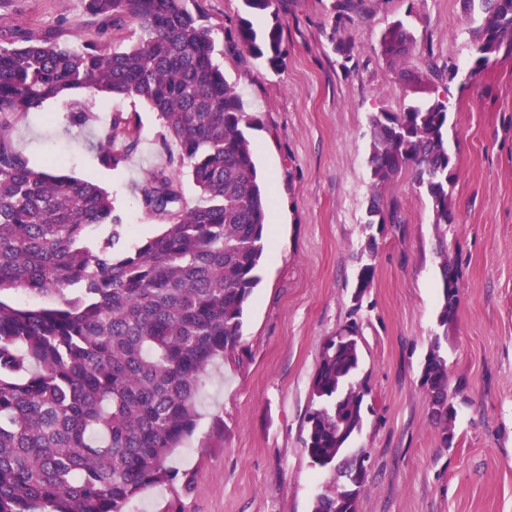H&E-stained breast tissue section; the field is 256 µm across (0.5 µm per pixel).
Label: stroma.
Returning a JSON list of instances; mask_svg holds the SVG:
<instances>
[{
	"label": "stroma",
	"mask_w": 512,
	"mask_h": 512,
	"mask_svg": "<svg viewBox=\"0 0 512 512\" xmlns=\"http://www.w3.org/2000/svg\"><path fill=\"white\" fill-rule=\"evenodd\" d=\"M279 0L284 65L240 49L217 61L241 98L261 182H273L274 233L244 310L242 337L213 365L193 436L170 455L174 478L146 489L127 512H311L323 473L304 451L310 387L326 340L358 326L365 383V486L356 512H512V55L471 73L479 15L462 0ZM88 0H0V33H50L67 46L130 47L141 30L105 31ZM216 42L234 30L242 0H197ZM403 23L406 53L382 40ZM456 70L437 80L430 68ZM448 101L454 163L452 222L438 231L411 172L380 191L394 223L368 227L373 113ZM95 126L65 129L62 103L44 101L18 125L14 146L41 166L66 157L113 196L128 240L156 234L136 187L166 160L143 103L84 100ZM138 112L139 145L119 169L96 144L110 113ZM459 276L454 322L440 325L441 263ZM373 279L359 289L364 265ZM448 364L447 428L430 414L421 377L431 349Z\"/></svg>",
	"instance_id": "obj_1"
}]
</instances>
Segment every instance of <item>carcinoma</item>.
Wrapping results in <instances>:
<instances>
[{
  "label": "carcinoma",
  "instance_id": "1",
  "mask_svg": "<svg viewBox=\"0 0 512 512\" xmlns=\"http://www.w3.org/2000/svg\"><path fill=\"white\" fill-rule=\"evenodd\" d=\"M479 2L473 31L477 73L512 46V0ZM248 15L270 14L257 31L243 18L229 43L273 70L284 64L276 0H242ZM190 0H88L110 28L127 20L142 34L118 51L80 49L50 36L0 41V512H127L149 487L173 480L166 461L193 435L207 370L239 343L244 309L263 258L268 200L243 128L250 125L224 72L212 30ZM402 24L383 49H405ZM83 93L143 102L156 113L166 162L138 187L139 206L165 221L130 246L112 195L52 158L29 165L12 143L15 126L44 101L65 99L68 126L93 116ZM373 195L368 227L386 223L379 189L410 169L448 224L452 156L447 100L378 112L370 119ZM136 112L111 115L99 138L100 166L125 165L139 143ZM187 174L200 203L185 204ZM445 326L458 307V277L443 251ZM23 291L60 303L29 307ZM349 326L330 337L310 389L304 450L326 474L312 512H336L352 472L346 444L362 422L365 390L354 382L358 340ZM425 374L431 416L448 431V364L430 352Z\"/></svg>",
  "mask_w": 512,
  "mask_h": 512
}]
</instances>
